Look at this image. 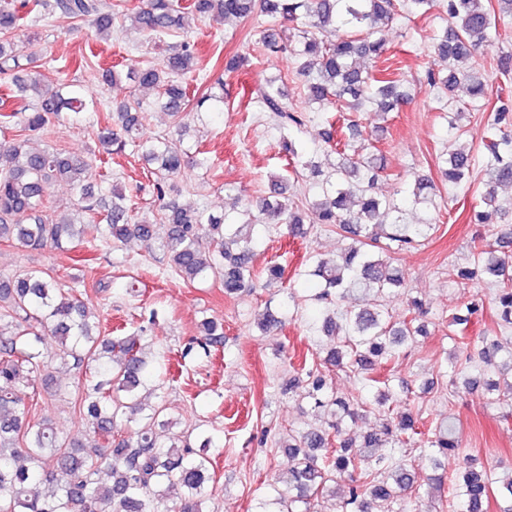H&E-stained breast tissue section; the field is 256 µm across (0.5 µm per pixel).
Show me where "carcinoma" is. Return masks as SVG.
I'll use <instances>...</instances> for the list:
<instances>
[{
	"mask_svg": "<svg viewBox=\"0 0 512 512\" xmlns=\"http://www.w3.org/2000/svg\"><path fill=\"white\" fill-rule=\"evenodd\" d=\"M406 7L413 15L438 8L450 22L432 42L434 54L447 67L428 69L427 84L451 93L463 83L471 102L490 113L482 142L484 191L474 219L492 224L503 211L497 188L512 184V110L491 102L492 77L479 62L482 40L496 28L492 0H407ZM21 9L35 23L45 18L58 24L89 21L103 39L112 36L118 19L149 36L171 31L185 35L201 18L225 22L259 13L270 23L260 31L256 48L297 59L309 103L370 116L394 110L407 97L391 66L365 70L357 64L365 58L389 61L381 32L394 19V0H141L125 13H103L99 0H0V79L11 86L0 104L10 100L15 105L0 113V128L13 132L0 141V240L24 250L69 245L96 250L110 241L136 240L150 256L161 252L189 284L220 281L226 297L240 295L261 273L269 280L284 278L279 263L255 269L256 227L283 225L296 239L305 237L309 226L307 216L288 203L283 182L257 200L255 208H247L245 223L224 212L184 206L173 196L181 170L206 163L201 152L174 146L189 114L182 79L202 71L195 45L186 39L160 63L139 62L124 73L112 66L96 69L98 82L124 76L135 91L112 106L107 114L111 122L98 128L97 143L100 161L130 146L148 164L159 209L137 216L121 187L114 185L105 194L84 184L88 158L30 145L60 113L81 120L99 111L100 103L69 85L45 83L37 59L23 64L13 54ZM285 97L274 78L257 90L263 111L300 124ZM152 110L172 118L167 135L144 134ZM222 111L224 80L219 78L196 100L194 115ZM324 139L339 156L328 171L308 159L295 139L280 142L281 152L295 166L320 179L312 223L332 226L352 240L344 253L312 260L321 288L309 300L324 305L320 331L330 343L325 363L340 370L357 366L372 373L368 381L384 385L376 400L379 423L357 439L344 437L345 429L358 422V409L328 394L326 375L319 369L302 368L296 381L304 386V395L330 409L334 422L329 431L310 428L288 435L284 448L292 465L276 476L273 492L261 499L256 512H314L319 496L336 500V512H407V500L416 493L415 474L407 463L394 467V453L419 449L442 484L445 464L459 456V443L451 417L420 431L418 419L401 409L403 401L394 395L389 378L379 373L426 331L421 300L408 299L395 319L380 299L403 283L400 270L390 264L391 255L428 239L434 225L405 223L395 200L376 193L377 155L346 153V143L334 139L332 130L324 132ZM471 159L465 147L441 156L445 179L467 183ZM61 183L78 195L76 209L45 206L46 194ZM411 205L439 208L429 179L414 177ZM159 222L167 225L161 238L154 229ZM473 251L494 277L492 302L501 325L512 328V253L483 238L473 240ZM484 310V300L475 297L466 304V314L454 319L463 348L471 345L468 325ZM285 322V315L270 311L261 327L271 334ZM198 332L204 349L224 343V324L218 320L201 321ZM47 337L57 343L61 362L73 361L78 376L72 384L45 383L46 394L52 399L77 394L74 406L94 438L87 450L52 421L36 418V405L27 402L28 393L38 395L37 378L49 374L50 362L41 349ZM479 343V365L498 369L512 397V353L498 356L502 346L485 336ZM165 361L166 355L146 351L138 335H104L100 315L74 291L58 287L50 274L20 269L0 275V512H211L209 458L188 436L174 433L162 441L156 432L177 425L154 400L155 388L164 383ZM492 497L498 512H512V474L494 488L487 471L469 460L451 482L446 507L486 512Z\"/></svg>",
	"mask_w": 512,
	"mask_h": 512,
	"instance_id": "obj_1",
	"label": "carcinoma"
}]
</instances>
